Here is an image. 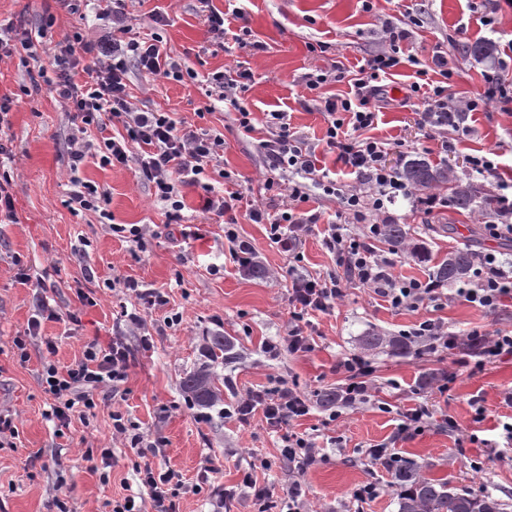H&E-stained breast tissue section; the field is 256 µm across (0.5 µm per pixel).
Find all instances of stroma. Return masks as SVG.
<instances>
[{
	"instance_id": "obj_1",
	"label": "stroma",
	"mask_w": 512,
	"mask_h": 512,
	"mask_svg": "<svg viewBox=\"0 0 512 512\" xmlns=\"http://www.w3.org/2000/svg\"><path fill=\"white\" fill-rule=\"evenodd\" d=\"M244 8L266 51L225 52L209 38L198 0H129L127 10L141 31L152 29V14L168 15L163 38L195 72L180 83L136 71L129 79L135 108L173 112L223 134L224 166L243 194L237 233L264 268L260 278L245 275L233 260L222 220L203 212L197 187H183V220L170 225L134 165L103 167L91 158L81 178L104 194L111 224L141 225L142 240L136 244L113 235L111 224L101 223L97 214L71 212L65 205L68 114L48 91L22 93L30 79L18 59L0 65V95L13 100L0 176L10 181L18 217L17 223H0V413L11 416L18 431L13 446L0 447V512H58L61 497L70 512H111L113 500L142 492L139 469L147 464L181 474L175 498L179 512H212L223 489L237 485L255 459L277 455L284 445L282 432L266 430L258 418L241 425L229 417V409L249 390L272 388L282 380L296 382L311 402L309 415L294 429L313 438L319 460L301 477L284 466L257 470L274 498H282L298 480L309 512H398L392 474L366 456L368 448L388 441L396 457L423 466L426 475L447 480L458 492H492L505 512H512V447L493 445L498 424L512 421V403L506 399L512 391V357L477 369L458 365L457 352L435 353L418 340L407 354L376 349L368 354L374 369L369 402L335 411L322 401L343 384L336 366L359 352L360 336H398L425 319L460 334L475 328L512 332V299L492 311L460 300L411 311L392 308L352 282L335 308L316 318L312 351L271 358L265 344L288 331L290 274L325 276L335 269L320 238L338 205L320 187L309 186L300 208L320 213L322 221L303 236L297 259L269 239L265 225L251 223L246 209L261 203V180L271 174L284 184L288 176L268 170L258 147L267 136L263 125L244 131L223 106L214 105L204 81L224 68L248 70L243 98L250 110L259 116L288 113L295 132L315 144L318 167L333 171L336 157L322 141L326 124L319 102L304 88L305 73L338 62L358 69L386 48L384 20H401L410 10L419 18L410 40L414 52L423 60L435 49L447 52L454 71L448 92L455 100L469 97L482 90L489 67L469 56L467 47L490 40L505 48L512 40V8L498 11L492 29L478 20V0H375L369 12L361 0H246ZM0 22L44 31L50 48L66 35L91 33L100 25L91 10L73 14L60 0H0ZM413 74L410 65L398 68L371 131L392 146L387 164L397 168L405 158L422 156L449 165L488 194H497L499 182H507L503 192L512 199V112L492 102L466 113L458 130L421 128L414 107L399 104ZM445 140L452 142L453 153L442 150ZM400 142L405 150H397ZM473 156L498 163V177L472 172ZM389 212L426 252L422 259L392 254L395 276L406 280L428 279L436 264L468 239L470 227L496 220L491 213L462 214L448 206L425 214L408 197L398 198ZM129 279L162 292L166 305L144 307L125 288ZM44 301L55 318H41ZM128 311L139 312L141 323H128ZM175 313L180 324L168 325ZM35 319L41 325L32 337L28 324ZM215 335L230 339L232 362L210 361L206 346ZM18 336L26 339L24 361L14 345ZM50 340L55 350L47 349ZM115 341L130 352L128 378L119 392L108 387L97 392L92 415L76 413L65 424L49 417L50 398L41 386L44 362L63 369L74 365L90 343L106 347ZM202 369L224 379V400L210 409L190 405L183 394L184 378ZM475 399L485 410L480 421L471 405ZM418 403L428 406L430 426L396 439L403 413ZM116 413L123 416L126 433L113 429ZM135 434L148 443L161 441V451L140 458L131 447ZM104 448L111 451L108 460L90 464L87 452ZM207 466L213 474L205 481L199 473ZM367 482L381 485L379 497L355 500L354 490Z\"/></svg>"
}]
</instances>
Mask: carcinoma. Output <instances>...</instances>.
I'll return each instance as SVG.
<instances>
[{"label": "carcinoma", "mask_w": 512, "mask_h": 512, "mask_svg": "<svg viewBox=\"0 0 512 512\" xmlns=\"http://www.w3.org/2000/svg\"><path fill=\"white\" fill-rule=\"evenodd\" d=\"M401 174L405 182L418 191L448 188V203L457 210L472 211L479 205L490 209L495 204L493 198L480 196L476 186L457 178L448 166H434L421 157L406 161ZM381 234L392 249L397 251L406 248L407 231L404 225L385 224ZM476 254L477 250L470 244L448 254V260L436 266V278L446 283L467 281ZM385 342L400 352H408L407 343L402 340H386L377 334L361 338L365 350ZM183 391L188 400L198 407L211 406L219 398V388L205 370L186 378ZM394 479L402 488L399 512H502L500 503L492 493L478 496L456 492L448 486V482L427 477L422 467L413 461H401L396 467Z\"/></svg>", "instance_id": "obj_1"}]
</instances>
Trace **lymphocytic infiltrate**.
Here are the masks:
<instances>
[{"instance_id": "obj_1", "label": "lymphocytic infiltrate", "mask_w": 512, "mask_h": 512, "mask_svg": "<svg viewBox=\"0 0 512 512\" xmlns=\"http://www.w3.org/2000/svg\"><path fill=\"white\" fill-rule=\"evenodd\" d=\"M98 15L111 20L107 35L98 41L85 39L73 33L57 43L48 64H41V44L25 33H16L13 27L0 30V60L19 57L21 64L38 62V79L33 91L48 90L62 102L70 116L68 134V166L71 172V190L67 200L72 211H99L102 195L97 188L81 180L79 171L88 158H96L101 165L113 166L135 163L136 170L148 182L157 202L165 209L168 223L177 224L184 208L182 189L198 186L206 193L205 208L218 214L235 211L243 195L228 191L218 196L210 183L204 182L207 167H218L224 162V138L220 134L187 125L170 112H145L133 108L130 101L129 71L175 82L183 81L189 69L171 54L160 27L168 18L155 13L152 21L156 30L150 34L135 31L126 9V0H96ZM208 34L212 39L240 49L265 51L263 42L256 40L252 29L245 25L246 11L236 8L233 16L238 27L226 26L223 12L212 8L210 0H198ZM409 25L416 16H409ZM408 25V27H409ZM408 27L388 21L384 32L388 41L386 50L371 55L356 74H349L344 65L334 71L321 68L305 73L304 86L316 92L331 82L351 80L347 97L323 98L326 117L323 142L326 150L335 153L354 184L332 179L316 166L315 148L309 141L292 131L288 115L270 112L266 124L271 130L259 149L270 170L288 171L293 184L279 188L274 179H266L265 192L276 193L279 201L271 206H255L248 213L250 221L264 224L273 243L286 252L296 251L304 233L320 220L319 214L300 211L306 200L305 185H321L325 194L335 196L339 209L334 222L328 223L321 239L322 247L332 255L336 271L328 276H304L291 279L288 304L291 308L288 334L282 343L266 344L270 356L281 352L307 353L312 349L313 319L329 312L344 297L346 285L356 282L372 288L391 307L417 309L444 298L441 282L434 279L402 280L394 276L393 262L376 250L374 243L380 235L376 216L382 215L388 203L400 195H409L395 168L388 166L387 142L369 134L378 119L377 104L384 98V82L392 76L401 62L415 67L417 79L404 95L415 102L421 127L459 128L465 113L496 100L512 103V83L502 73L489 72L484 76L485 88L475 96L453 101L448 97L447 80L454 72L448 67L447 53L433 52L430 59L419 60L415 54H403L402 45L410 37ZM103 55L104 66L86 63L91 54ZM438 74L442 81L428 83L429 74ZM249 74L244 70L226 69L211 74L209 82L225 111L234 113L240 127L252 130L254 116L242 94ZM121 124L122 136L92 138L90 128H104L106 124ZM365 222L366 230L359 237H351L345 230L349 220ZM476 279L471 287L457 291L459 299L483 308H495L505 297L512 295V268H505L494 253L481 252L475 259ZM413 337L426 339L434 351L464 348L477 366L512 356V334H488L473 330L466 335L448 331L438 321L427 319L412 332ZM128 348L119 342L103 348L89 344L82 360L66 370L55 364L44 365L41 382L52 399L51 414L58 420H69L76 408L92 411L96 407L95 394L103 385L119 389L127 378ZM345 376L340 388L344 404L364 403L371 390L369 379L373 367L364 356L353 354L337 365ZM309 398L288 382H280L272 389L248 391L235 408L236 420L251 424L262 417L273 429H288V444L279 453L280 461L288 463L297 473H305L314 465L318 448L307 435L293 431L292 426L310 412ZM249 499L257 512H273L277 503L270 489L257 482L252 472H244L236 486L225 489L216 502L217 512H230L237 500Z\"/></svg>"}]
</instances>
